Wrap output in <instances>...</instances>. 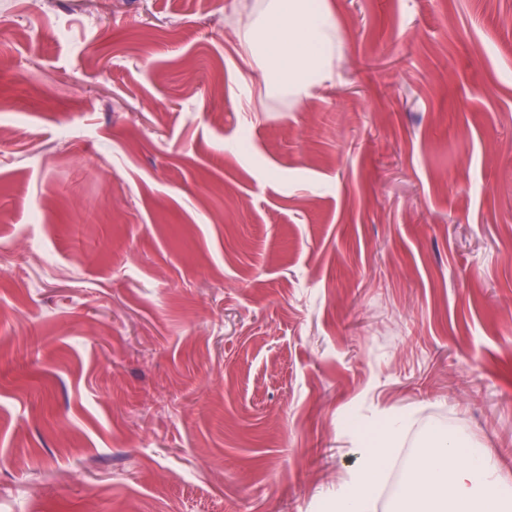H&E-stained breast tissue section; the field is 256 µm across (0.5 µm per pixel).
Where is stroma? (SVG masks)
I'll list each match as a JSON object with an SVG mask.
<instances>
[{
	"instance_id": "stroma-1",
	"label": "stroma",
	"mask_w": 512,
	"mask_h": 512,
	"mask_svg": "<svg viewBox=\"0 0 512 512\" xmlns=\"http://www.w3.org/2000/svg\"><path fill=\"white\" fill-rule=\"evenodd\" d=\"M0 0V512H319L396 410L512 485V0ZM319 0H261L236 32L242 57L263 78L264 96L310 99L333 78L339 30Z\"/></svg>"
}]
</instances>
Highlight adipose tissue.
Returning <instances> with one entry per match:
<instances>
[{
	"mask_svg": "<svg viewBox=\"0 0 512 512\" xmlns=\"http://www.w3.org/2000/svg\"><path fill=\"white\" fill-rule=\"evenodd\" d=\"M235 35L242 57L263 78L265 97L301 102L333 78L339 30L321 0H260ZM411 422L410 412H393L360 439L357 462L324 498L325 512H375L378 487ZM399 512H512V487L482 452L435 428L403 480Z\"/></svg>",
	"mask_w": 512,
	"mask_h": 512,
	"instance_id": "ef3b65f1",
	"label": "adipose tissue"
}]
</instances>
